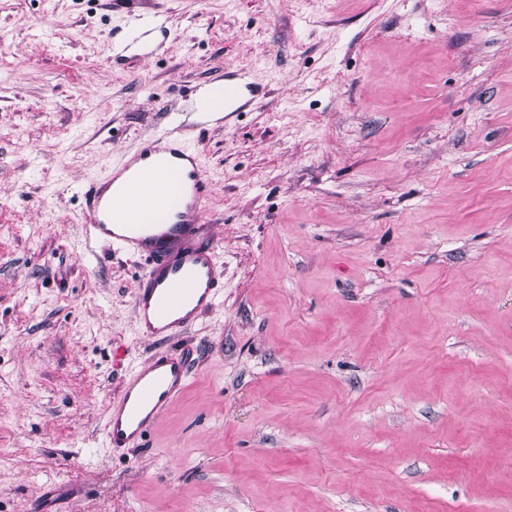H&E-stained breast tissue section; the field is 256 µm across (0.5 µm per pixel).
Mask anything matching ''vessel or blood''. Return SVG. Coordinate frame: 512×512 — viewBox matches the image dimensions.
<instances>
[{
    "label": "vessel or blood",
    "mask_w": 512,
    "mask_h": 512,
    "mask_svg": "<svg viewBox=\"0 0 512 512\" xmlns=\"http://www.w3.org/2000/svg\"><path fill=\"white\" fill-rule=\"evenodd\" d=\"M134 40L166 36L165 26L132 17ZM222 93L211 109L237 117L261 100L246 72L217 78ZM87 233L113 253L144 260L133 294L139 336L163 341L182 335L213 309L224 286V263L206 221L211 186L197 140L176 123L140 143L82 193ZM194 351L171 347L132 368L112 399L104 424L107 446H141L188 386Z\"/></svg>",
    "instance_id": "1"
}]
</instances>
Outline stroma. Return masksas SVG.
<instances>
[{"instance_id":"stroma-1","label":"stroma","mask_w":512,"mask_h":512,"mask_svg":"<svg viewBox=\"0 0 512 512\" xmlns=\"http://www.w3.org/2000/svg\"><path fill=\"white\" fill-rule=\"evenodd\" d=\"M131 11L170 33L124 61ZM227 69L224 292L116 456L156 346L78 190ZM0 512H512V0H0ZM214 80L221 84L222 94L211 102V109L224 112V124L243 112L246 105L255 106L263 97L248 72H225ZM194 351L170 347L135 366L112 399L104 438L112 450L137 448L188 386Z\"/></svg>"}]
</instances>
